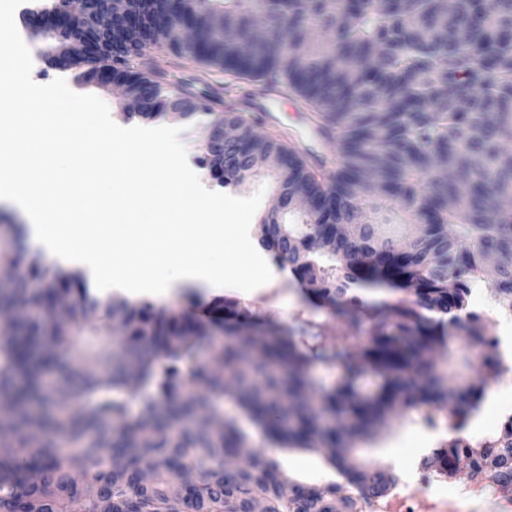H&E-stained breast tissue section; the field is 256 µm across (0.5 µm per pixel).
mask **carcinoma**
<instances>
[{
  "instance_id": "carcinoma-1",
  "label": "carcinoma",
  "mask_w": 512,
  "mask_h": 512,
  "mask_svg": "<svg viewBox=\"0 0 512 512\" xmlns=\"http://www.w3.org/2000/svg\"><path fill=\"white\" fill-rule=\"evenodd\" d=\"M194 39L168 29L146 36L178 56L250 81H272L300 97L336 144V173L318 176L306 157L277 135L250 137L254 123L235 112L211 113L182 89L166 92L158 71L127 79L158 98L137 112H170L191 121L213 114L250 138L251 152L272 151L284 168L276 190L328 198V233L311 253L312 217L288 210L263 217L265 244L306 284L308 297L348 329L328 335L304 325L257 327L238 300L217 308L238 320L220 338L179 304L156 309L121 297L89 295L83 275L50 269L31 255L21 226L1 224L0 260L17 268L0 289V512H356V501L387 495L397 474L355 454L402 410L427 409V423L472 419L484 401L479 383L450 386L441 363L469 355L454 348L466 333L471 349L502 368L500 341L484 334L469 309L486 288L512 309V0H410L392 11L383 0H328L317 12L303 0H200ZM106 55L72 54L90 64ZM44 282L28 288L29 271ZM77 285L73 314L47 324L38 307L62 285ZM372 284L403 296L369 304L352 286ZM32 310L19 328L10 313ZM340 376L325 386L317 365ZM232 397L239 418L214 406ZM261 434L275 451L322 455L356 494L341 485L303 483L278 458L251 447ZM248 463L232 465L241 452ZM468 474L512 491V424L486 448H437L422 467L452 479L461 459ZM197 470L182 493L170 475Z\"/></svg>"
}]
</instances>
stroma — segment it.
I'll return each mask as SVG.
<instances>
[{
  "mask_svg": "<svg viewBox=\"0 0 512 512\" xmlns=\"http://www.w3.org/2000/svg\"><path fill=\"white\" fill-rule=\"evenodd\" d=\"M157 68L164 70L165 82L170 88L181 87L206 98L218 112L226 111L230 106L245 111L249 95L263 88L259 82H231L224 71L178 57L159 45L150 46L134 61V69L139 73L147 74ZM270 108L278 121L274 124L266 121L259 123V131L279 134L304 155L321 161L327 173H334V150L316 139L315 123L303 100L283 91ZM249 307L260 315L268 328L292 325L300 318L314 320L331 330L346 327L344 317L331 315L327 309L310 305L295 281L283 284L272 296L250 302ZM427 440L424 426L404 413L397 417L394 428L381 431L375 439L362 444L360 453L368 460L391 466L397 473L403 474L418 470ZM412 489L425 496L445 494L461 500L467 512H512V502L504 498L496 496L487 501H475L464 482L434 474L424 481L413 480Z\"/></svg>",
  "mask_w": 512,
  "mask_h": 512,
  "instance_id": "stroma-1",
  "label": "stroma"
}]
</instances>
